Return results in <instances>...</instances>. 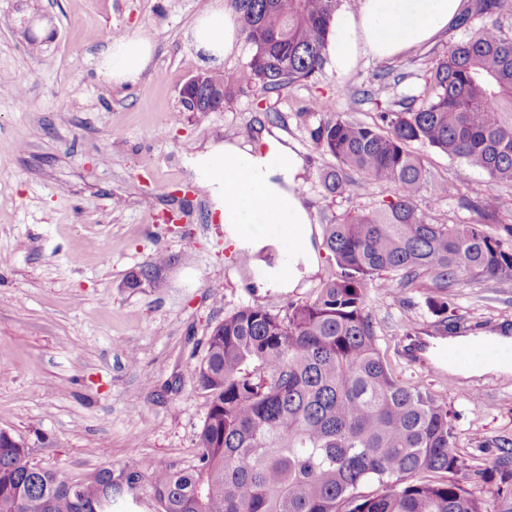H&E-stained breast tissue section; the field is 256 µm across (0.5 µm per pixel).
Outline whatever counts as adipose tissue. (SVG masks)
Instances as JSON below:
<instances>
[{
    "label": "adipose tissue",
    "mask_w": 512,
    "mask_h": 512,
    "mask_svg": "<svg viewBox=\"0 0 512 512\" xmlns=\"http://www.w3.org/2000/svg\"><path fill=\"white\" fill-rule=\"evenodd\" d=\"M464 0H357L354 9L334 15L324 55L337 76L348 75L365 56L383 60L422 45L456 22ZM190 39L196 50L221 64L240 44L233 9L214 0L194 20ZM153 41L121 33L106 39L94 58L95 72L115 85L137 83L150 64ZM269 151H256L239 140L207 146L192 159L213 210L224 217L229 239L253 257L279 250L298 226L312 222L300 195L305 160L289 144L269 138ZM277 232H269V225ZM317 269L310 244L297 243L287 260L268 267L263 287L297 288Z\"/></svg>",
    "instance_id": "obj_1"
}]
</instances>
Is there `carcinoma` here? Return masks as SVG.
<instances>
[{"label":"carcinoma","instance_id":"carcinoma-1","mask_svg":"<svg viewBox=\"0 0 512 512\" xmlns=\"http://www.w3.org/2000/svg\"><path fill=\"white\" fill-rule=\"evenodd\" d=\"M249 49L242 69L205 73L218 110L235 92L281 91L324 67L329 21L340 0H229ZM512 0H473L457 21L484 25L432 68L423 92L366 124L328 113L308 127L313 145L336 161L323 177L330 194L350 190L349 173L387 183L389 202L324 227L340 276L285 314L245 305L206 338L194 369L207 397L195 463L144 474L158 512H512V448L496 463L493 510L463 485L428 480L454 473L463 460L453 444L448 408L398 382L380 356L366 311L369 281L386 273L407 285L431 274L436 287L468 277H512V250L485 232L499 223V197L476 205V224H429L418 212L429 180L420 154L435 148L512 183V38L495 19ZM167 262L160 254L133 272L128 288L151 283ZM449 299L428 306L446 331ZM376 483L380 490L367 493ZM118 512L123 490L102 467L78 481L29 460L28 449L0 429V512Z\"/></svg>","mask_w":512,"mask_h":512}]
</instances>
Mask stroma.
Segmentation results:
<instances>
[{
    "label": "stroma",
    "instance_id": "1",
    "mask_svg": "<svg viewBox=\"0 0 512 512\" xmlns=\"http://www.w3.org/2000/svg\"><path fill=\"white\" fill-rule=\"evenodd\" d=\"M208 0H40L52 32L30 48L20 15L0 0V429L24 440L30 459L72 480L111 466L144 473L159 465L190 467L207 399L193 380L210 330L244 305L275 314L315 296L340 274L322 227L381 207L389 185L359 182L326 192L334 167L315 149L301 112L319 100L325 112L367 124L395 101L420 94L436 62L470 32L449 28L400 57L362 58L346 76L322 69L279 92L250 88L217 112L187 111L180 90L208 70L188 31ZM142 33L154 55L140 81L99 79L90 33ZM388 66L402 81L363 97ZM281 119L270 123V113ZM292 142L306 161L313 275L288 292L256 286L257 266L243 262L215 219L188 160L207 145L263 133ZM430 176L449 196L416 200L433 224H473L476 201L498 195L500 224H512V183L491 181L464 161L430 148ZM186 225L170 230L160 217ZM169 261L153 282L125 287L130 272L156 253ZM460 334L512 332V280L470 278L453 289ZM430 276L401 288L370 281L366 306L376 342L394 376L447 406L464 466L454 478L492 506L495 462L512 442V377L455 381L409 354L407 340L439 335L425 300Z\"/></svg>",
    "mask_w": 512,
    "mask_h": 512
}]
</instances>
